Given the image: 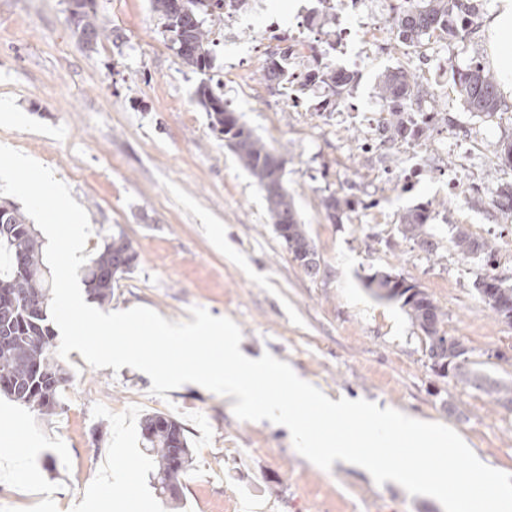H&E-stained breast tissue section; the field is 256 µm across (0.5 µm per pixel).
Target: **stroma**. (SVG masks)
I'll list each match as a JSON object with an SVG mask.
<instances>
[{
    "label": "stroma",
    "mask_w": 512,
    "mask_h": 512,
    "mask_svg": "<svg viewBox=\"0 0 512 512\" xmlns=\"http://www.w3.org/2000/svg\"><path fill=\"white\" fill-rule=\"evenodd\" d=\"M258 2L232 32L214 20L220 39L204 75L170 49L149 0H92L101 34L91 43L70 23L72 0H0V144L50 167L70 188L90 221L85 255L115 232L131 241L139 262L101 311L145 306L173 322L199 306L231 318L246 353L287 362L330 396L445 424L486 464L512 474V409L431 370L425 338L399 303L364 286L377 270L418 285L444 311L443 330L469 347L472 368L512 384V324L473 287L488 272L484 258L461 256L451 239L462 224L495 240L497 271L512 277V212L497 204L500 189L512 185V167L496 154L512 141V117L480 120L449 95L446 122L428 135L447 144L449 168H462L480 192L455 205L440 175L429 172L400 192L378 163L358 161L357 125L313 113L324 91L307 93V111L296 112L263 79L256 30L272 21L289 27L298 14L312 15L316 0ZM368 16L359 7L311 28L315 40L347 31L362 48L351 97L366 109L381 106L383 71L405 65L430 85L420 53L440 52L462 67L488 48L484 34L424 50L389 38L371 44L360 31ZM208 75L220 80L229 108L286 158L284 180L319 256L316 276L293 261L262 189L197 105ZM465 137L466 160L458 150ZM334 192L357 202L338 224L321 204ZM424 205L431 252L399 233L402 214ZM64 364L74 383L56 414L0 395V426L11 432L0 439V457L17 451L11 467H0V512H108L118 498L123 512H137L141 501H157L140 433L153 412L181 422L193 457L179 505L160 512H443L436 499L376 484L359 468H318L284 428L238 420L223 396L205 388L185 385L160 398L130 367L96 369L76 351Z\"/></svg>",
    "instance_id": "35a3bbf8"
}]
</instances>
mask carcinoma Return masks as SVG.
Returning <instances> with one entry per match:
<instances>
[{
  "label": "carcinoma",
  "mask_w": 512,
  "mask_h": 512,
  "mask_svg": "<svg viewBox=\"0 0 512 512\" xmlns=\"http://www.w3.org/2000/svg\"><path fill=\"white\" fill-rule=\"evenodd\" d=\"M225 0H186L188 12L179 14L174 0H150L151 11L162 20L163 32L169 35L171 48L182 63L203 72L211 67L213 40L205 26L206 17L224 9ZM83 0H75L76 31L88 41L98 37L95 15L82 10ZM395 38L402 43L422 44V39L438 41L457 38L466 28L481 26L476 0H404V6L387 19ZM307 79L296 84L303 92L313 87L323 89L339 102L355 84L357 75L347 73L339 78L336 64L322 56ZM451 89L464 109L481 117H494L512 109L501 97L499 82L493 71L480 58L466 67L450 66ZM268 82L278 85L293 84L288 77L286 58L274 62L265 73ZM377 94L386 106L388 117L385 130L398 139L410 133L414 106L435 98L431 87L419 82L404 67L386 70L377 83ZM196 101L207 112L212 131L222 135L227 146L241 165L256 180L265 193L273 226L293 259L308 275L318 268L304 262L315 245L304 225L296 217L293 197L285 181H276V172H284L286 159L275 148L256 136L241 121V116L230 110L223 95L203 82L196 91ZM347 201L332 193L322 200L330 220L341 221L343 205ZM429 210L417 207L401 217L399 231L432 251L428 232ZM452 242L464 257L482 255L486 264L494 266V248L474 237L463 225L453 228ZM42 243L24 213L15 205L0 204V250L8 256V269L0 273V373L13 380L10 387H1L0 393L11 400L43 414H52L58 406L60 394L71 386L73 378L54 351L55 332L49 316L50 286L40 261ZM138 254L123 232L105 240L88 265L82 270V282L88 295L101 303L112 298V288L123 274L137 264ZM364 286L381 300L397 301L405 310L413 326L427 341V356L431 365H452L454 377L482 390L503 406L512 405V385L491 379L469 367V361L449 360L445 341L448 334L441 330L443 313L424 290L386 271H375L364 280ZM144 449L157 463L154 474L159 497L165 501L181 500V479L192 464L190 444L181 423L163 413H151L141 420ZM182 449L179 467L171 468L170 449Z\"/></svg>",
  "instance_id": "obj_1"
}]
</instances>
